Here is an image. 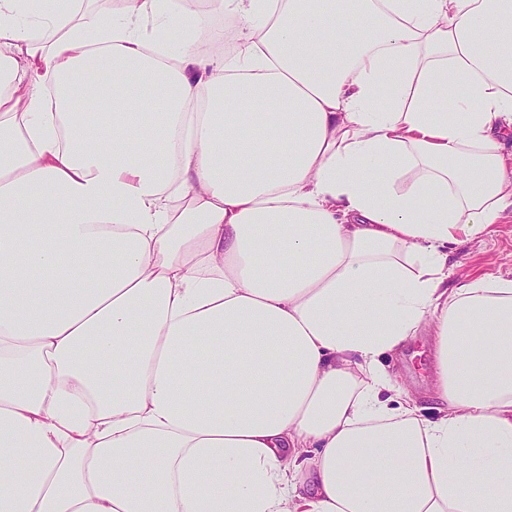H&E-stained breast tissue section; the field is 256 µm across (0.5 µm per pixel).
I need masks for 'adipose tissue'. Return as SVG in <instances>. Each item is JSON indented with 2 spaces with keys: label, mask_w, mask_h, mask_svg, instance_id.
Returning a JSON list of instances; mask_svg holds the SVG:
<instances>
[{
  "label": "adipose tissue",
  "mask_w": 512,
  "mask_h": 512,
  "mask_svg": "<svg viewBox=\"0 0 512 512\" xmlns=\"http://www.w3.org/2000/svg\"><path fill=\"white\" fill-rule=\"evenodd\" d=\"M508 130L512 0H0V512H512ZM490 232L452 252L453 274L449 284L512 271V213L506 211ZM383 360L387 371L398 375L399 379L412 393L421 397L425 418L434 419L435 400L432 398L433 370L432 346L425 337L410 342L398 356Z\"/></svg>",
  "instance_id": "obj_1"
}]
</instances>
